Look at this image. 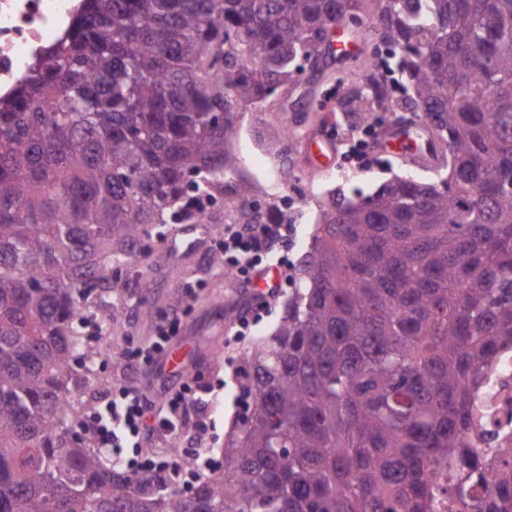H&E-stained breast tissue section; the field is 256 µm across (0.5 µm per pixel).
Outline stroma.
I'll return each mask as SVG.
<instances>
[{"label": "stroma", "instance_id": "stroma-1", "mask_svg": "<svg viewBox=\"0 0 512 512\" xmlns=\"http://www.w3.org/2000/svg\"><path fill=\"white\" fill-rule=\"evenodd\" d=\"M382 59L389 68H396L397 57L379 36L364 34L359 47L347 55L326 56L318 79L302 75L296 85L276 91L269 103L244 114L231 144L237 175L251 183L259 207L287 205L295 231L283 243L281 253L291 262H299L309 247L318 199L332 191L351 199L371 195L403 168L398 158L379 147L374 150L378 163L371 171H361L349 157L366 121L389 125L395 113L408 114L414 109L412 100L398 93L391 101V111L367 117L350 111V87L342 80L344 72ZM283 124L291 132L286 141L277 133ZM223 234L220 224L207 225L200 236L193 225H170L166 241L150 244L140 264L117 270L119 288L113 300L119 313L113 321H106V309L98 295L86 299L94 324L86 328L85 339L95 358L92 381L74 390L81 403L80 416L96 413L123 385L141 388L158 411L170 392L197 378L210 390L203 416L188 417L179 435L154 436L147 445L163 449L175 459L196 446L220 455L227 435L242 416L238 397L243 376L241 356L247 347L274 332L289 291L288 286H280L269 298L268 312L245 339L232 340L238 307L254 299L257 291L245 286L236 269L225 262L219 247ZM191 238L196 241L194 247L171 252L170 241ZM176 287L192 288L194 294L181 306L172 307L168 296ZM171 316L181 321L175 341L184 358L180 378L167 377L156 365L139 367L121 362L119 352L149 342L156 321ZM201 420L206 423L202 429L197 426Z\"/></svg>", "mask_w": 512, "mask_h": 512}]
</instances>
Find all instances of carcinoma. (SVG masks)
<instances>
[{"mask_svg":"<svg viewBox=\"0 0 512 512\" xmlns=\"http://www.w3.org/2000/svg\"><path fill=\"white\" fill-rule=\"evenodd\" d=\"M356 18L401 54L440 154L370 208L330 194L274 334L246 349L249 414L187 493L103 465L72 429L83 302L162 224H286L234 178L243 112ZM352 110L386 81L351 71ZM512 0H84L0 106V512H512V447L476 387L512 352Z\"/></svg>","mask_w":512,"mask_h":512,"instance_id":"cac0c4a2","label":"carcinoma"}]
</instances>
